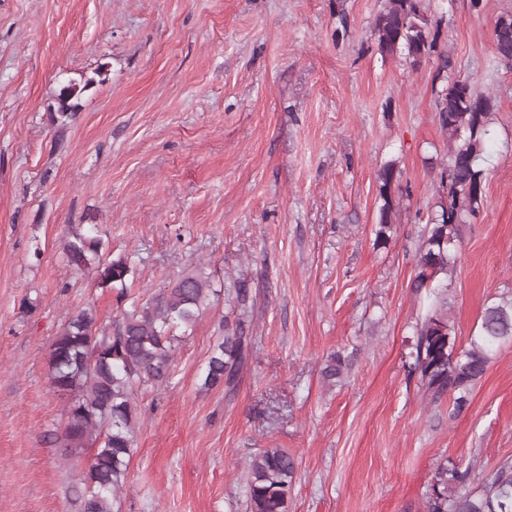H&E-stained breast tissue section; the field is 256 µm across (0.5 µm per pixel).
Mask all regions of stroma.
Segmentation results:
<instances>
[{"label":"stroma","mask_w":512,"mask_h":512,"mask_svg":"<svg viewBox=\"0 0 512 512\" xmlns=\"http://www.w3.org/2000/svg\"><path fill=\"white\" fill-rule=\"evenodd\" d=\"M454 73L495 99L484 206L448 282L457 348L512 296V0H423ZM385 0H0V512H77L90 451L55 442L67 399L49 348L94 307L120 318L202 266L213 293L172 374L136 394L140 427L113 512H249L248 467L293 455L287 512H423L439 466L512 460V343L451 415L405 364L425 293L417 249L448 139L436 58L381 54ZM84 91L67 123L57 94ZM401 215L375 242L377 174ZM129 256L124 291L69 265L90 227ZM246 280L252 352L234 389L201 386ZM346 368L336 382L331 355ZM493 35L498 59L507 64L512 63V14L497 19Z\"/></svg>","instance_id":"obj_1"}]
</instances>
